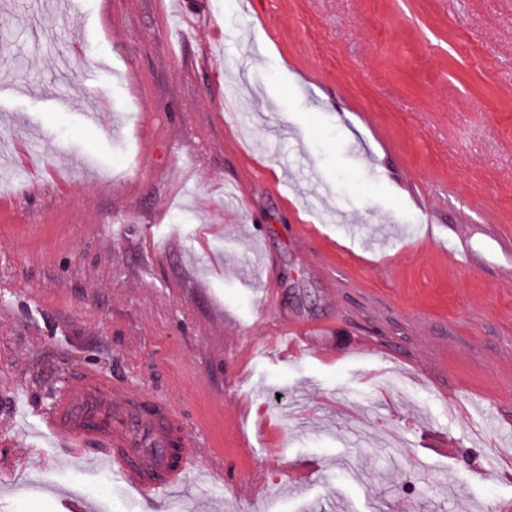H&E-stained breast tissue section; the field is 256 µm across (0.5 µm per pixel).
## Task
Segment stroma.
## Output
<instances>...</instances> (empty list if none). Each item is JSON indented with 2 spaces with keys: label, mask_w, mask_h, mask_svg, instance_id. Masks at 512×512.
<instances>
[{
  "label": "stroma",
  "mask_w": 512,
  "mask_h": 512,
  "mask_svg": "<svg viewBox=\"0 0 512 512\" xmlns=\"http://www.w3.org/2000/svg\"><path fill=\"white\" fill-rule=\"evenodd\" d=\"M1 31L0 512H253L57 456L86 369L269 473L260 512L512 501V0H0Z\"/></svg>",
  "instance_id": "35a3bbf8"
}]
</instances>
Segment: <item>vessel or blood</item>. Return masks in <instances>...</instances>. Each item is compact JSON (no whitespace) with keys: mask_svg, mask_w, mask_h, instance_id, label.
I'll list each match as a JSON object with an SVG mask.
<instances>
[{"mask_svg":"<svg viewBox=\"0 0 512 512\" xmlns=\"http://www.w3.org/2000/svg\"><path fill=\"white\" fill-rule=\"evenodd\" d=\"M40 424L64 457L78 459L94 449L121 481L144 495L183 486L198 461L179 407L96 370L75 375Z\"/></svg>","mask_w":512,"mask_h":512,"instance_id":"vessel-or-blood-1","label":"vessel or blood"}]
</instances>
